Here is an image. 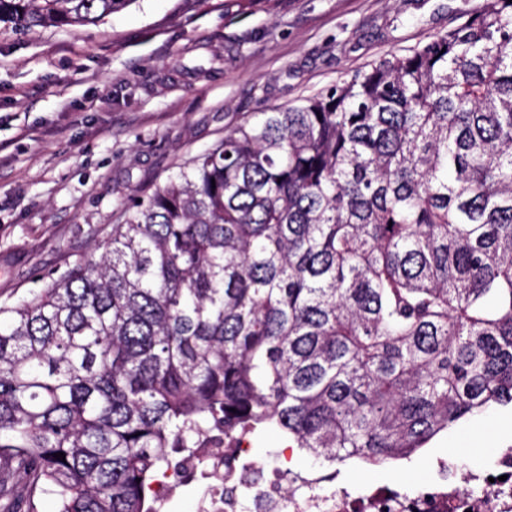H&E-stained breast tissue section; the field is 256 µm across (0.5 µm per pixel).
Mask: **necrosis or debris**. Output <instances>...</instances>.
Listing matches in <instances>:
<instances>
[{"mask_svg":"<svg viewBox=\"0 0 512 512\" xmlns=\"http://www.w3.org/2000/svg\"><path fill=\"white\" fill-rule=\"evenodd\" d=\"M218 448H198L183 467L202 493L197 512H238L225 491L241 483L260 466L242 457L237 468L225 470ZM249 512H512V448L499 449L489 472L471 474L458 483L448 462H441L437 478L413 492L374 490L352 495L347 489L308 487L285 498L283 483L267 481L253 486Z\"/></svg>","mask_w":512,"mask_h":512,"instance_id":"obj_1","label":"necrosis or debris"}]
</instances>
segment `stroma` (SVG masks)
<instances>
[{"label": "stroma", "mask_w": 512, "mask_h": 512, "mask_svg": "<svg viewBox=\"0 0 512 512\" xmlns=\"http://www.w3.org/2000/svg\"><path fill=\"white\" fill-rule=\"evenodd\" d=\"M484 0H131L95 25L0 23V306L41 288L192 156L258 112L314 96L380 58L405 55ZM512 447V407L459 421L411 460L337 466L353 494L413 489L440 461L458 477ZM249 454L283 461L282 437Z\"/></svg>", "instance_id": "35a3bbf8"}]
</instances>
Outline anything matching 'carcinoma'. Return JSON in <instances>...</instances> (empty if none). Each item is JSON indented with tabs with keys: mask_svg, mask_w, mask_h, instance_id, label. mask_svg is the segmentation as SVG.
Wrapping results in <instances>:
<instances>
[{
	"mask_svg": "<svg viewBox=\"0 0 512 512\" xmlns=\"http://www.w3.org/2000/svg\"><path fill=\"white\" fill-rule=\"evenodd\" d=\"M131 2L0 0V23ZM509 405L512 0H484L258 113L0 306V512H160L172 454L204 442L228 469L257 430L379 465Z\"/></svg>",
	"mask_w": 512,
	"mask_h": 512,
	"instance_id": "carcinoma-1",
	"label": "carcinoma"
}]
</instances>
